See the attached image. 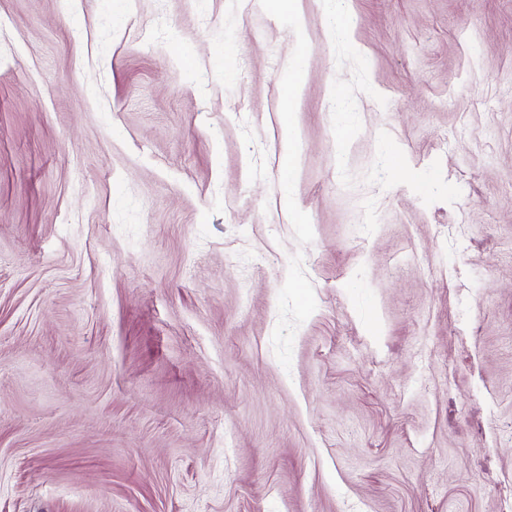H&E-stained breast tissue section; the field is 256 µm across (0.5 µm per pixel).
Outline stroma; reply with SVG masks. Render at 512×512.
<instances>
[{
	"label": "stroma",
	"instance_id": "35a3bbf8",
	"mask_svg": "<svg viewBox=\"0 0 512 512\" xmlns=\"http://www.w3.org/2000/svg\"><path fill=\"white\" fill-rule=\"evenodd\" d=\"M274 2L0 0V512H512V0Z\"/></svg>",
	"mask_w": 512,
	"mask_h": 512
}]
</instances>
